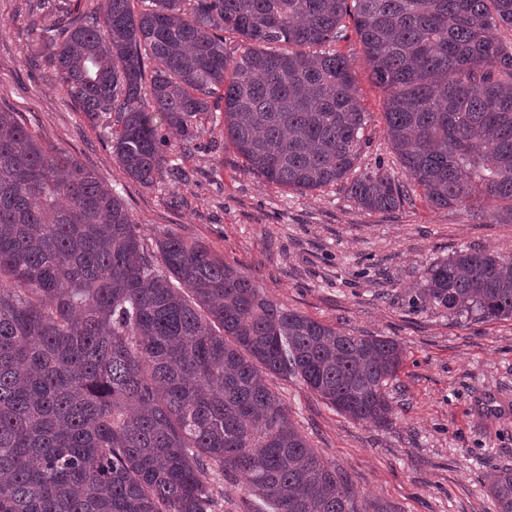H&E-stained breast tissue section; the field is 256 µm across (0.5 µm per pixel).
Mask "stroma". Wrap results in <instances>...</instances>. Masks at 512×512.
I'll use <instances>...</instances> for the list:
<instances>
[{
    "mask_svg": "<svg viewBox=\"0 0 512 512\" xmlns=\"http://www.w3.org/2000/svg\"><path fill=\"white\" fill-rule=\"evenodd\" d=\"M53 21L39 0H0V108L22 112L43 144L113 186L145 236L200 241L273 302L402 345L385 426L354 422L298 379L274 382L290 420L358 499L392 512H496L488 478L512 467V318L452 320L419 293L427 269L456 251L512 254V224L477 222L464 208L436 209L420 198L368 212L340 185L305 193L267 183L245 170L212 121L181 156L188 180L165 175L143 186L112 156L115 114L87 120L53 71L29 62V47ZM336 49L351 59L369 114L360 165L371 168L387 154L386 93L371 82L356 34Z\"/></svg>",
    "mask_w": 512,
    "mask_h": 512,
    "instance_id": "obj_1",
    "label": "stroma"
}]
</instances>
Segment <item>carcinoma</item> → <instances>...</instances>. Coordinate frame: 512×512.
<instances>
[{
	"label": "carcinoma",
	"mask_w": 512,
	"mask_h": 512,
	"mask_svg": "<svg viewBox=\"0 0 512 512\" xmlns=\"http://www.w3.org/2000/svg\"><path fill=\"white\" fill-rule=\"evenodd\" d=\"M349 19L400 177L359 170L368 112L351 61L322 50ZM503 26L512 0H105L45 29L43 60L87 119L117 113L112 154L144 186L180 171L176 142L219 111L224 143L271 184L511 224ZM422 298L512 318V255L461 250ZM402 363L395 340L270 301L198 241L148 242L111 186L0 111V512H215L210 472L243 478L265 512H390L346 489L271 384L298 378L383 426ZM488 491L512 512V467Z\"/></svg>",
	"instance_id": "1"
}]
</instances>
